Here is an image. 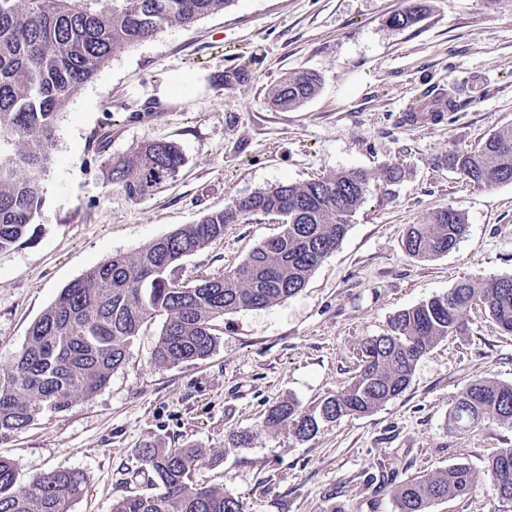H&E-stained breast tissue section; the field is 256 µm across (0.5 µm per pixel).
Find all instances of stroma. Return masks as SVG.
<instances>
[{
  "instance_id": "stroma-1",
  "label": "stroma",
  "mask_w": 512,
  "mask_h": 512,
  "mask_svg": "<svg viewBox=\"0 0 512 512\" xmlns=\"http://www.w3.org/2000/svg\"><path fill=\"white\" fill-rule=\"evenodd\" d=\"M411 27L387 18L415 0H232L190 28L164 29L112 57L57 122L43 176V232L0 251V368L60 291L113 255L193 224L233 200L336 170L368 172L362 206L336 250L296 295L225 314L216 350L173 367L154 363L162 318L133 340L126 361L92 397L0 434V458L21 482L52 470L86 477L71 512H111L113 502L155 488L139 450L190 445L221 451L196 471L203 486L235 497L242 512H397L395 485L456 463L482 471L512 448V426L465 433L448 417L476 380L512 383V335L479 305L467 330L434 345L407 389L376 412L321 424L307 439L264 428L274 404L309 408L359 370L360 341L391 318L457 283L512 275V183L490 188L448 166L512 125V0H426ZM244 76L225 84V72ZM312 71L319 93L282 110L270 91L284 72ZM481 75L477 98L463 80ZM459 97L440 121L407 122L430 91ZM158 140L185 158L176 177L138 200L108 177V159ZM402 169L387 182L384 167ZM455 208L466 233L447 255L423 261L401 239L407 225ZM281 226L251 215L183 258L177 279L216 276L245 260ZM247 432L248 446L230 436ZM431 512H512L486 479Z\"/></svg>"
}]
</instances>
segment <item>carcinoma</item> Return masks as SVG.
I'll return each instance as SVG.
<instances>
[{"label": "carcinoma", "instance_id": "carcinoma-1", "mask_svg": "<svg viewBox=\"0 0 512 512\" xmlns=\"http://www.w3.org/2000/svg\"><path fill=\"white\" fill-rule=\"evenodd\" d=\"M232 0H0V251L30 244L42 231V175L56 124L80 90L113 56L165 28H189ZM314 74L284 76L271 99L293 108L312 98ZM179 146L158 140L109 160L112 182L138 200L173 179L183 166ZM448 164L484 187L512 182V127L474 150H456ZM368 174L338 170L303 184L256 191L152 241L133 256H112L63 288L35 320L27 343L0 372V431L17 432L44 412H62L97 393L126 360L133 339L162 316L155 363L176 366L214 352L213 322L228 312L272 306L295 295L347 234L365 200ZM281 212L286 224L233 270L181 282L177 263L224 236V226L250 215ZM462 214L441 210L408 227L402 246L430 260L454 250L465 232ZM481 304L512 334V276L484 286L462 282L396 314L390 333L361 340L360 370L342 392L304 410L288 399L272 406L264 427L292 429L299 438L322 422L367 416L399 396L419 360L438 341L466 331L464 314ZM458 431L490 423L512 425V383L483 379L458 396L449 416ZM156 492L125 497L112 512H241L237 499L193 480L216 459L211 449L140 450ZM486 476L500 499L512 503V448L488 458L482 473L457 463L408 479L394 490L398 512H429L437 501L468 493ZM78 470H53L28 485L17 465L0 458V512H70L83 493Z\"/></svg>", "mask_w": 512, "mask_h": 512}]
</instances>
